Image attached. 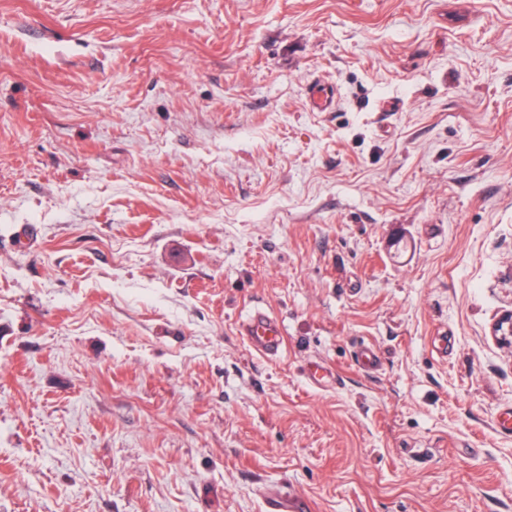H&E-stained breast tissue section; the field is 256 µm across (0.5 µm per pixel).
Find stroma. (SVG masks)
<instances>
[{
	"mask_svg": "<svg viewBox=\"0 0 512 512\" xmlns=\"http://www.w3.org/2000/svg\"><path fill=\"white\" fill-rule=\"evenodd\" d=\"M509 311L512 0H0V512H512ZM310 100L317 111L332 112L338 103V94L333 87L314 82L310 91ZM241 334L254 352L268 358H280L285 349L280 321L264 308H254L241 323ZM264 512H312L309 498L285 488H266L263 492Z\"/></svg>",
	"mask_w": 512,
	"mask_h": 512,
	"instance_id": "stroma-1",
	"label": "stroma"
}]
</instances>
